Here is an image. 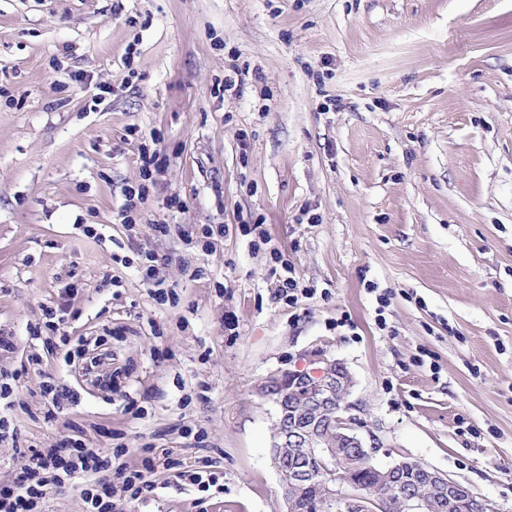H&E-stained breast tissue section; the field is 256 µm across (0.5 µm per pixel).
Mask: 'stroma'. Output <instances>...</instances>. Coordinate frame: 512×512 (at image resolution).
<instances>
[{"mask_svg": "<svg viewBox=\"0 0 512 512\" xmlns=\"http://www.w3.org/2000/svg\"><path fill=\"white\" fill-rule=\"evenodd\" d=\"M143 144L167 167L129 229ZM146 252L176 301L151 296ZM67 288L50 352L28 328ZM0 333V369L41 354L77 395L53 412L20 378L21 447L106 429L131 465L150 444L218 479L158 470L122 512H285L258 386L315 350L352 373L376 464L512 512V0H0ZM83 343L117 389L65 362Z\"/></svg>", "mask_w": 512, "mask_h": 512, "instance_id": "obj_1", "label": "stroma"}]
</instances>
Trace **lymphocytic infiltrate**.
<instances>
[{"label": "lymphocytic infiltrate", "instance_id": "obj_1", "mask_svg": "<svg viewBox=\"0 0 512 512\" xmlns=\"http://www.w3.org/2000/svg\"><path fill=\"white\" fill-rule=\"evenodd\" d=\"M143 184L127 189V204L120 213L122 223L134 225L135 218L150 202L147 183L164 165L160 151L142 149ZM124 445L90 448L80 436L62 439L53 448L21 450L23 464L12 481L0 483V512H43L51 491L72 483L79 487L83 512H119L114 501L113 479H120L127 501L134 502L151 491L152 475L158 469L171 470L180 462L170 453L155 448L140 450L141 464L129 466Z\"/></svg>", "mask_w": 512, "mask_h": 512}]
</instances>
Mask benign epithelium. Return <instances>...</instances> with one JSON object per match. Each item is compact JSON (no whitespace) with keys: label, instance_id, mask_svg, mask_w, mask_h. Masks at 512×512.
Here are the masks:
<instances>
[{"label":"benign epithelium","instance_id":"obj_1","mask_svg":"<svg viewBox=\"0 0 512 512\" xmlns=\"http://www.w3.org/2000/svg\"><path fill=\"white\" fill-rule=\"evenodd\" d=\"M354 381L344 362L321 353L311 355L301 369L268 377L262 393L276 406L272 428V452L292 448L300 456L314 460L317 469L300 466L292 469L282 484L286 512H298L294 488L315 481L322 488L328 512H383L385 493L395 495L400 512H424L425 496L437 504L464 507L477 512H494L489 503L477 500L470 489L428 466L409 478V459L400 457L377 468L378 483L366 488L343 477L340 470L352 455L356 461L373 460L384 447L375 436L364 439L353 428L356 404L348 401Z\"/></svg>","mask_w":512,"mask_h":512}]
</instances>
